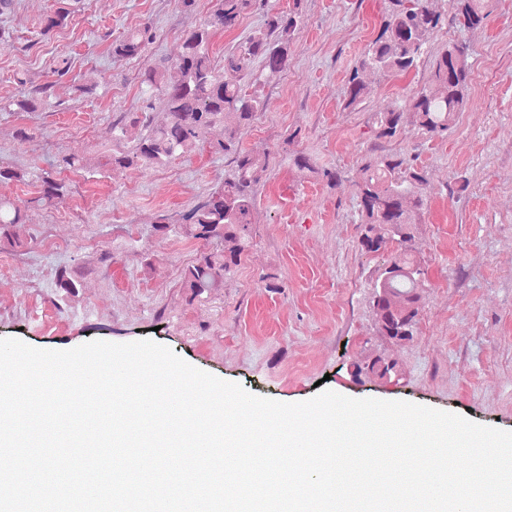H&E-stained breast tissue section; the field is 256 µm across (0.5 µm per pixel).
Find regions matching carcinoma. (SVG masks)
<instances>
[{
  "mask_svg": "<svg viewBox=\"0 0 512 512\" xmlns=\"http://www.w3.org/2000/svg\"><path fill=\"white\" fill-rule=\"evenodd\" d=\"M301 0H294L287 13L274 12L269 0H215L211 19L183 37L182 51L173 60L141 78V117L144 134L137 144L107 161L114 169L154 167L181 155L186 148L203 140L214 126H224V139L208 143L211 150L231 158L233 169L216 184L206 200L180 215L179 223H159L154 230L163 234L176 229L184 238L205 246L184 270L182 285L188 300L210 297L224 284V278L241 262L250 247L249 225L255 186L266 174L269 158L239 148L236 127L254 120L260 111L255 92L242 85L245 71L253 61L274 74L287 69L298 27ZM495 0H452L454 20L459 27L473 30L486 25ZM264 16L261 28L247 34L224 54V65L214 66L209 52L216 30L237 28L246 14ZM71 10L58 8L47 18L42 34L67 26ZM446 17L435 10L431 0H386L384 15L376 36L366 45L346 80V106L355 107L366 94L361 74L372 71L383 76L404 74L417 67L427 54L429 37L440 29ZM156 40V30L148 22L128 30L112 42V58L131 60ZM470 63L468 47L452 42L432 62V86L423 87L403 104L376 113L375 137L394 138L405 120H410L433 136H444L469 100ZM163 98L167 120L153 123V99ZM36 110L34 99L0 100V111ZM286 160L305 176L326 181L329 187L339 181L338 172L319 169L302 153L286 155ZM39 183L38 196L28 199L0 197V249L24 252L29 246L27 210L32 206L55 207L65 201L71 187L50 172L37 176L0 165V181ZM425 171L414 160L402 155L380 154L365 161L359 169V244L376 253L387 240L398 248L376 279L373 293L376 334L389 343L405 345L413 341L422 294L425 288L416 259L414 230L426 199L421 187ZM397 362L375 356L356 373L368 370L380 378L396 372Z\"/></svg>",
  "mask_w": 512,
  "mask_h": 512,
  "instance_id": "obj_1",
  "label": "carcinoma"
}]
</instances>
